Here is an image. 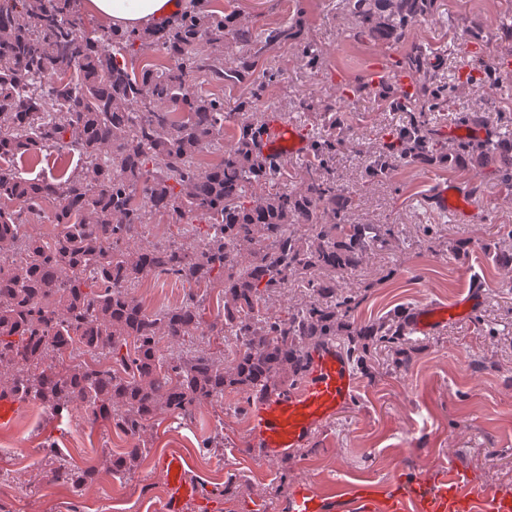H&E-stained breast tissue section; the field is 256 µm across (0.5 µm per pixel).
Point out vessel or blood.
Masks as SVG:
<instances>
[{
  "mask_svg": "<svg viewBox=\"0 0 512 512\" xmlns=\"http://www.w3.org/2000/svg\"><path fill=\"white\" fill-rule=\"evenodd\" d=\"M305 132L280 116H267L260 144L264 154L285 159L300 154ZM440 209L467 215L470 207L455 189L440 186L433 198ZM471 292L454 304L431 303L414 308L408 316L412 332L428 335L449 319L467 315L479 302ZM357 380L337 346L327 344L311 350L306 378L299 386L258 401L251 412V435L255 446L268 458L284 456L303 446L324 423L335 418L351 402ZM162 470L170 493L162 512H212L211 502L189 478L180 455L163 458ZM354 496L363 512H512V496L471 483L463 472L451 468L441 480L428 485L413 481L398 488L383 504H376L364 490ZM289 512H329L327 499L307 484L299 485L290 498Z\"/></svg>",
  "mask_w": 512,
  "mask_h": 512,
  "instance_id": "vessel-or-blood-1",
  "label": "vessel or blood"
}]
</instances>
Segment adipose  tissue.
Wrapping results in <instances>:
<instances>
[{
  "mask_svg": "<svg viewBox=\"0 0 512 512\" xmlns=\"http://www.w3.org/2000/svg\"><path fill=\"white\" fill-rule=\"evenodd\" d=\"M84 13L119 29H139L180 12V0H81Z\"/></svg>",
  "mask_w": 512,
  "mask_h": 512,
  "instance_id": "1",
  "label": "adipose tissue"
}]
</instances>
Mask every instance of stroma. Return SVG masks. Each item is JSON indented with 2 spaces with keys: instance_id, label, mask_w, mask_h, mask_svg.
Wrapping results in <instances>:
<instances>
[{
  "instance_id": "stroma-1",
  "label": "stroma",
  "mask_w": 512,
  "mask_h": 512,
  "mask_svg": "<svg viewBox=\"0 0 512 512\" xmlns=\"http://www.w3.org/2000/svg\"><path fill=\"white\" fill-rule=\"evenodd\" d=\"M209 11H234L268 29L299 22L301 42L322 52L308 67L298 45L271 50L259 63L269 72L258 108L304 126L320 136L314 113L333 109L337 124L354 140L337 151L332 169L340 183L360 191L352 215L356 224H392L396 235L376 247L347 281L359 304L355 324L394 311L438 302L451 304L472 285L485 300L463 320L432 335H411L400 351L382 350L356 369V397L302 448L279 458H263L249 429L246 396L230 393L199 407L192 419L158 414L147 427L144 450L125 474L106 469L107 458L132 447L130 438L106 423L74 417L50 418L41 405L19 407L9 426H0V512H159L167 494L162 459L182 455L215 512H288L293 489L308 483L324 496L368 487L383 499L396 485L414 478L431 482L455 466L480 486L512 493V272L482 250L502 225H512V189L500 181L496 165L481 171L448 165H421L395 171L390 180L368 182V150L380 147L406 125L408 116L390 108L402 91L399 82L365 93L364 83L393 75L407 52L404 43L377 44L355 36L336 0H206ZM432 20L413 28L414 41L431 46L433 65L450 81L443 105L432 114L429 132L448 148L459 145L449 128L467 131L468 115L487 112L512 117V69L498 83L479 88L472 62L494 63L488 42L507 8L506 0H438ZM469 191L475 215L459 221L430 207L438 184ZM188 287L175 280H148L135 295L147 310L180 303ZM219 451L204 448L213 435ZM54 440L58 458L96 469L82 492L51 481L42 452ZM236 476L224 496L215 486Z\"/></svg>"
}]
</instances>
